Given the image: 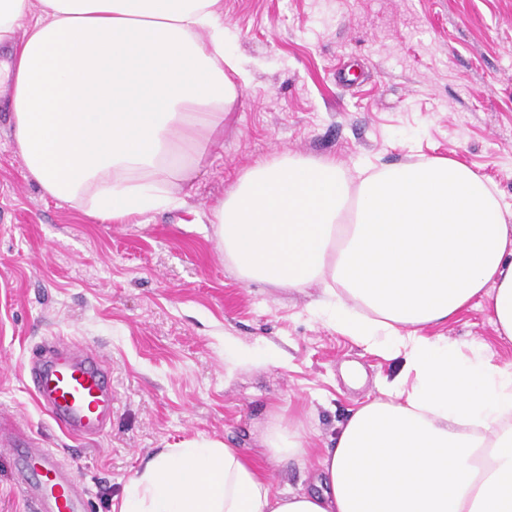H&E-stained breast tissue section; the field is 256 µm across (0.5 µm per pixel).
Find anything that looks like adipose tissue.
Segmentation results:
<instances>
[{"label":"adipose tissue","instance_id":"adipose-tissue-1","mask_svg":"<svg viewBox=\"0 0 512 512\" xmlns=\"http://www.w3.org/2000/svg\"><path fill=\"white\" fill-rule=\"evenodd\" d=\"M39 4L0 0V98L29 177L102 221L183 207L175 179L249 80L221 0ZM212 225L243 282L321 286L326 325L402 369L350 415L313 490L266 481L310 454L277 416L263 464L183 441L144 460L120 512H512V362L429 333L476 301L512 342V207L486 178L443 156L351 172L282 154L239 176Z\"/></svg>","mask_w":512,"mask_h":512}]
</instances>
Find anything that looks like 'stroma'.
<instances>
[{"mask_svg":"<svg viewBox=\"0 0 512 512\" xmlns=\"http://www.w3.org/2000/svg\"><path fill=\"white\" fill-rule=\"evenodd\" d=\"M232 54L250 82L185 205L136 224L89 218L25 176L0 106V422L43 438L82 482L90 512H120L152 452L194 437L265 458L277 408L300 423L312 458L399 361L366 351L310 311L302 293L244 283L210 224L236 177L278 154L336 157L347 168L454 158L512 206V0H222ZM354 65L353 84L337 71ZM462 354L487 345L512 361L474 306L432 328ZM97 349L112 368V425L87 442L61 430L21 378L48 336ZM233 336L277 362L237 364Z\"/></svg>","mask_w":512,"mask_h":512,"instance_id":"1","label":"stroma"}]
</instances>
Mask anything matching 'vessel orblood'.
<instances>
[{"instance_id":"1","label":"vessel or blood","mask_w":512,"mask_h":512,"mask_svg":"<svg viewBox=\"0 0 512 512\" xmlns=\"http://www.w3.org/2000/svg\"><path fill=\"white\" fill-rule=\"evenodd\" d=\"M111 368L69 336L45 338L27 366L39 402L67 433L96 439L112 424ZM0 448L13 460L29 512H88L83 484L57 452L14 426L0 425Z\"/></svg>"}]
</instances>
